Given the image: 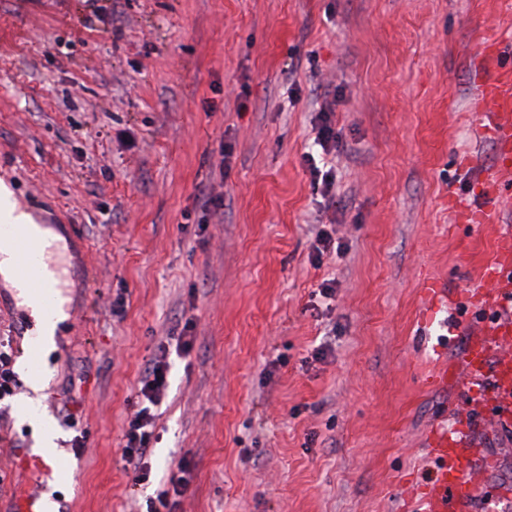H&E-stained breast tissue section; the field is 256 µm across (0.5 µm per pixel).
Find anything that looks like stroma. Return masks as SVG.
I'll list each match as a JSON object with an SVG mask.
<instances>
[{
    "mask_svg": "<svg viewBox=\"0 0 512 512\" xmlns=\"http://www.w3.org/2000/svg\"><path fill=\"white\" fill-rule=\"evenodd\" d=\"M487 41L512 68V0H0V179L64 239L39 404L74 476L16 463L35 446L19 385L0 512L35 487L53 512H153L181 463L175 512H422L434 428L475 447L467 512H512V434L468 412L489 379L432 383L483 321L466 293L491 240L448 203L490 209ZM320 224L338 253L312 254ZM430 278L447 299L428 302ZM162 355L142 479L123 433ZM334 111L331 103H325L318 113V143L324 151L336 150V124L333 120Z\"/></svg>",
    "mask_w": 512,
    "mask_h": 512,
    "instance_id": "obj_1",
    "label": "stroma"
}]
</instances>
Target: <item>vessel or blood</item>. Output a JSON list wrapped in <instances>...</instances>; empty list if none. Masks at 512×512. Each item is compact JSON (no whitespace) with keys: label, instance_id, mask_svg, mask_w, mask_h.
<instances>
[{"label":"vessel or blood","instance_id":"b4317fda","mask_svg":"<svg viewBox=\"0 0 512 512\" xmlns=\"http://www.w3.org/2000/svg\"><path fill=\"white\" fill-rule=\"evenodd\" d=\"M481 55L486 65L478 77L475 104L491 119L489 131L494 139L498 163L489 179L494 205L505 200V174L512 172V70L499 68L492 44H483ZM0 238L8 240L13 250V276L25 292L40 299L44 308H52L55 297L51 274L56 263H43L35 253L26 225H0ZM481 278L491 284V291L470 295V304L478 309H495L499 318L469 338L464 354V368L470 375L490 374L492 386L479 404L488 409L498 425L512 427V234L496 237L492 252L481 267ZM428 455L436 466L426 486L428 512H465L477 485L468 464L471 450L465 440L448 433L433 434Z\"/></svg>","mask_w":512,"mask_h":512}]
</instances>
